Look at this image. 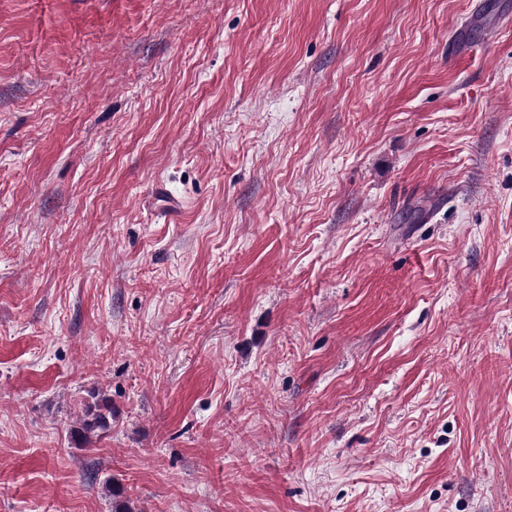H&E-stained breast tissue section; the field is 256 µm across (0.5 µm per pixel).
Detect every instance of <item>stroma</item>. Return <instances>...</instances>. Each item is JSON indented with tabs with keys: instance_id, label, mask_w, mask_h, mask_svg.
Listing matches in <instances>:
<instances>
[{
	"instance_id": "35a3bbf8",
	"label": "stroma",
	"mask_w": 512,
	"mask_h": 512,
	"mask_svg": "<svg viewBox=\"0 0 512 512\" xmlns=\"http://www.w3.org/2000/svg\"><path fill=\"white\" fill-rule=\"evenodd\" d=\"M506 13L0 0V512H512ZM108 412V415L106 414ZM112 416V410L107 404L101 406H91L84 415L81 424V430L77 431V436L82 443H89L91 436H98V433L105 430L108 426V417Z\"/></svg>"
}]
</instances>
